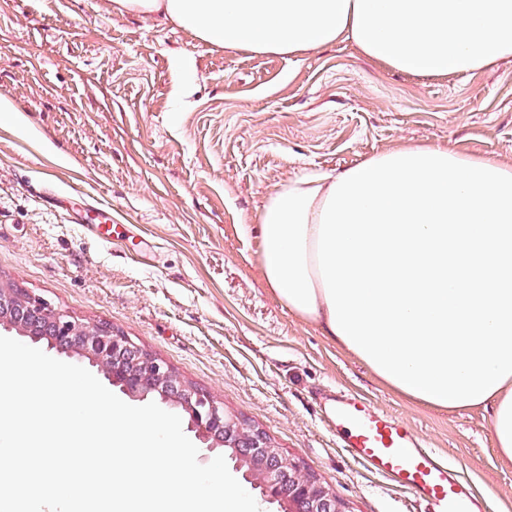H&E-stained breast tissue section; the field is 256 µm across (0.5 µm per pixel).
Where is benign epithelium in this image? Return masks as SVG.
Segmentation results:
<instances>
[{
  "label": "benign epithelium",
  "mask_w": 512,
  "mask_h": 512,
  "mask_svg": "<svg viewBox=\"0 0 512 512\" xmlns=\"http://www.w3.org/2000/svg\"><path fill=\"white\" fill-rule=\"evenodd\" d=\"M15 332L68 357L87 360L137 401L159 400L178 411L207 452L222 451L239 483L280 512H345L315 475L283 455L266 434L228 414L224 404L184 381L166 362L104 324H88L26 290L0 284V330Z\"/></svg>",
  "instance_id": "1"
}]
</instances>
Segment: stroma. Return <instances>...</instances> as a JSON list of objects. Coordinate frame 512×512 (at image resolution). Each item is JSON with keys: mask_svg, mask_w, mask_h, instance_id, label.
I'll list each match as a JSON object with an SVG mask.
<instances>
[{"mask_svg": "<svg viewBox=\"0 0 512 512\" xmlns=\"http://www.w3.org/2000/svg\"><path fill=\"white\" fill-rule=\"evenodd\" d=\"M0 282L129 336L262 429L346 512H427L336 444L326 398L361 394L512 512L487 411L396 393L266 285L260 212L279 186L404 144L512 164V57L416 77L349 41L226 50L110 0H0ZM112 214L132 236L88 230Z\"/></svg>", "mask_w": 512, "mask_h": 512, "instance_id": "1", "label": "stroma"}]
</instances>
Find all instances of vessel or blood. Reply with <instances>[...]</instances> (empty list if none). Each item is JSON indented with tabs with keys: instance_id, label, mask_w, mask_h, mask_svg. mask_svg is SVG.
Instances as JSON below:
<instances>
[{
	"instance_id": "obj_1",
	"label": "vessel or blood",
	"mask_w": 512,
	"mask_h": 512,
	"mask_svg": "<svg viewBox=\"0 0 512 512\" xmlns=\"http://www.w3.org/2000/svg\"><path fill=\"white\" fill-rule=\"evenodd\" d=\"M336 443L366 471L412 493L430 512H482L472 485L417 432L364 397H337L329 416Z\"/></svg>"
}]
</instances>
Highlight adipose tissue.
<instances>
[{"label": "adipose tissue", "mask_w": 512, "mask_h": 512, "mask_svg": "<svg viewBox=\"0 0 512 512\" xmlns=\"http://www.w3.org/2000/svg\"><path fill=\"white\" fill-rule=\"evenodd\" d=\"M218 47L300 55L339 41L418 76L512 57V0H112ZM277 298L427 406L490 410L512 461V166L403 146L267 199Z\"/></svg>", "instance_id": "obj_1"}]
</instances>
